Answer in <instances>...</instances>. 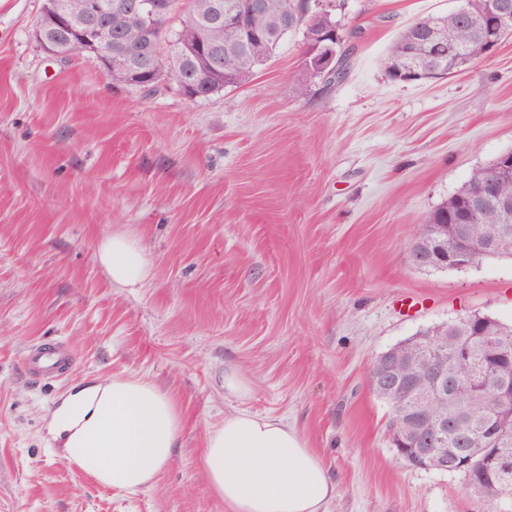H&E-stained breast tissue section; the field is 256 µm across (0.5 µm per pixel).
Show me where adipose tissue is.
Here are the masks:
<instances>
[{
  "instance_id": "obj_1",
  "label": "adipose tissue",
  "mask_w": 512,
  "mask_h": 512,
  "mask_svg": "<svg viewBox=\"0 0 512 512\" xmlns=\"http://www.w3.org/2000/svg\"><path fill=\"white\" fill-rule=\"evenodd\" d=\"M97 258L112 286L149 273L135 238L102 239ZM183 423L177 400L148 379L123 373L76 385L53 418L64 457L97 482L126 494L152 485L173 456ZM203 463L225 512H328L336 482L283 419L240 408L208 431Z\"/></svg>"
}]
</instances>
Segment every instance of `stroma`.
<instances>
[{
    "label": "stroma",
    "mask_w": 512,
    "mask_h": 512,
    "mask_svg": "<svg viewBox=\"0 0 512 512\" xmlns=\"http://www.w3.org/2000/svg\"><path fill=\"white\" fill-rule=\"evenodd\" d=\"M43 0H0V512H225L208 429L246 409L293 425L337 483L329 512H490L458 475L396 456L376 357L467 315L512 324V260L415 266L410 233L512 148V38L462 73L400 83L381 59L457 0H345L347 75L310 78L302 30L204 101L124 85L36 42ZM306 84L298 97L294 89ZM136 238L151 264L115 288L95 252ZM63 342L47 379L25 352ZM151 380L180 403L171 461L136 494L62 456L51 413L82 380ZM224 393L243 401L251 397L252 386L247 377L236 370L224 372Z\"/></svg>",
    "instance_id": "1"
}]
</instances>
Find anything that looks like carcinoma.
<instances>
[{"label": "carcinoma", "mask_w": 512, "mask_h": 512, "mask_svg": "<svg viewBox=\"0 0 512 512\" xmlns=\"http://www.w3.org/2000/svg\"><path fill=\"white\" fill-rule=\"evenodd\" d=\"M223 2L227 9H235L241 0H173L175 7L158 14L154 20L155 30L161 40L160 53L142 58L137 49L141 41L139 25L122 13L117 5L125 0H112V53L124 55L129 60L128 69L116 72L115 79L129 86L137 87L147 94L158 87L146 88L148 75L156 70L168 71L171 79H177V72L198 69L202 76L192 85V92L204 100L226 87L237 86L251 77L254 72L278 50L288 33L305 24L297 18L281 28V18L287 0H265V11L252 16L248 24L268 33V40L261 52L240 41L239 33L220 26L205 27L203 19L214 11L213 4ZM56 0H45L42 11L35 20L34 30L55 49L56 54L66 58L73 54H86L96 57L95 45L88 43L83 49L71 44L70 32L58 27L53 14ZM472 11L470 20L450 11L445 15H428L406 28L388 48L382 59L387 76L402 81L401 72L411 61L424 56L428 44L421 41L424 30L439 28L443 41L435 48L439 56V67L445 75L463 71L474 61L490 54L488 33L477 15L480 0H463ZM336 4L331 9L317 12L313 24H321L332 30L335 38L331 43L336 50L337 73L334 78L342 80L345 75L343 60L344 46L349 37L336 15ZM209 44L221 51V61L208 68L200 66L194 51L196 43ZM495 194L512 197V175L496 173V161H491L473 171L469 180L448 201L441 204L430 215L428 223L417 224L412 230L411 242L426 241L431 235L432 225H443L444 239L448 240V251L455 252L473 249L489 238L497 240L495 258H512V224L505 223L498 208L486 202L479 209L475 223L466 224L464 219L470 203L478 191L486 187L490 180ZM443 326L437 325L422 336L408 339L401 357L416 358L437 349L439 343L448 340V377L457 383L456 392L446 401H430L424 410L435 419H451L462 411L474 419L468 426L466 445L474 449L475 458L471 467L463 475L482 485L489 497L497 500L499 512H512V469L504 470L487 467L483 459L493 454L497 448H512V419L503 415L502 404L493 394L475 386L484 373L506 371L512 374V326L486 316L472 315L469 322L458 325L455 335L444 337Z\"/></svg>", "instance_id": "obj_1"}]
</instances>
